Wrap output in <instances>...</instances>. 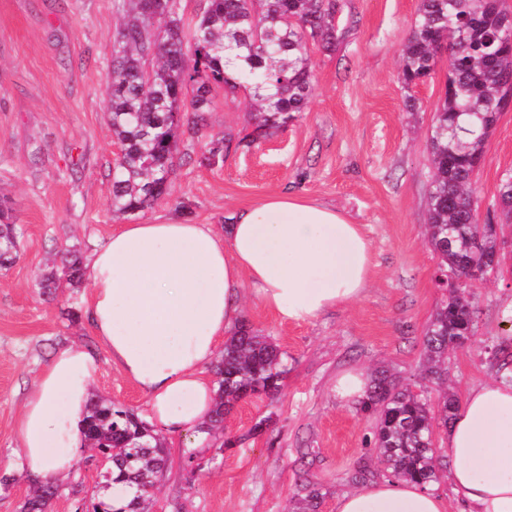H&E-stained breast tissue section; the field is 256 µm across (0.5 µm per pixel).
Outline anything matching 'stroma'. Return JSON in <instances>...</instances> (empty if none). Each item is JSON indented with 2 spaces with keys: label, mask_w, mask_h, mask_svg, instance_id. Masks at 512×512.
<instances>
[{
  "label": "stroma",
  "mask_w": 512,
  "mask_h": 512,
  "mask_svg": "<svg viewBox=\"0 0 512 512\" xmlns=\"http://www.w3.org/2000/svg\"><path fill=\"white\" fill-rule=\"evenodd\" d=\"M420 0H339L331 49H311L312 96L305 112L267 138L236 141L252 125L246 90L214 92L206 116L214 134H233L222 166L201 165L204 140L182 136L171 194L131 223L187 221L224 227L238 209L288 193L343 211L362 225L371 246L370 281L357 302L308 323H282L252 296L241 320L275 343L288 376L272 398L239 403L224 420L232 447L192 436L168 439V466L151 512H303L304 483L322 497L318 512L355 489L351 476L381 467L366 444L372 422L338 401V372L384 368L422 386L423 332L442 300L436 258L426 239L427 131L444 95L447 58L425 83L406 91L400 53ZM119 0H0V193L24 226L16 263L0 269V512H20L35 482L17 464L13 429L23 402L54 354L95 351L92 388L148 415V399L101 350L83 315L82 284L57 298L36 275L61 247L90 255L120 224L107 209L114 141L106 108ZM420 103L407 111V94ZM512 175V106L489 138L474 176L480 223H499L493 202ZM476 334L448 355V385L457 395L497 380L489 348L512 342V270L472 285ZM80 313L69 320L68 309ZM261 433H253L257 422ZM94 450L79 451L60 480L49 512H78L102 486Z\"/></svg>",
  "instance_id": "obj_1"
}]
</instances>
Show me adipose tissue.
<instances>
[{"label": "adipose tissue", "mask_w": 512, "mask_h": 512, "mask_svg": "<svg viewBox=\"0 0 512 512\" xmlns=\"http://www.w3.org/2000/svg\"><path fill=\"white\" fill-rule=\"evenodd\" d=\"M370 245L336 208L286 194L211 224H123L87 261L86 316L112 362L147 397L154 427L200 436L216 387L206 374L244 294L284 323L360 299ZM98 371L90 351H59L21 410L18 466L38 480L75 467ZM460 512H512V380L469 389L439 443ZM336 512H448L442 495L404 480L341 494Z\"/></svg>", "instance_id": "1"}]
</instances>
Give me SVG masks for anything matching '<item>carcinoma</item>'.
Returning <instances> with one entry per match:
<instances>
[{"label": "carcinoma", "mask_w": 512, "mask_h": 512, "mask_svg": "<svg viewBox=\"0 0 512 512\" xmlns=\"http://www.w3.org/2000/svg\"><path fill=\"white\" fill-rule=\"evenodd\" d=\"M336 0H205L194 27L185 30L177 0H164L160 16L143 11L142 0L118 7V38L107 75L112 138L122 156L112 171L108 210L131 216L153 207L165 194L181 136L208 140L201 163H224L226 144L206 129L213 91L244 88L254 102V133L261 137L304 111L312 95L309 44L330 48L336 40ZM448 52L444 98L428 137L432 174L427 189L428 242L437 259L434 283L447 297L424 335L426 376L441 388L431 393L377 371L360 411L373 418L377 459L392 478L430 488L439 482L436 435L448 429L460 401L444 386L448 350L463 346L477 309L469 297L467 260L493 253L497 237L474 222L473 172L512 93V13L501 0H421L412 33L402 49V80L410 89L435 70ZM495 199L512 223V176L500 181ZM22 227L14 208L0 198V268L18 256ZM84 275L78 250L65 248L60 263L40 273L48 290L75 288ZM218 399L204 426L211 434L250 393L275 396L288 374L283 353L266 336L241 326L224 341L212 366ZM87 446L111 458L105 479L123 483L121 505L92 498L90 512H149L152 492L167 467L165 438L133 410L97 394L84 414ZM56 482L37 483L21 512H47Z\"/></svg>", "instance_id": "carcinoma-1"}]
</instances>
